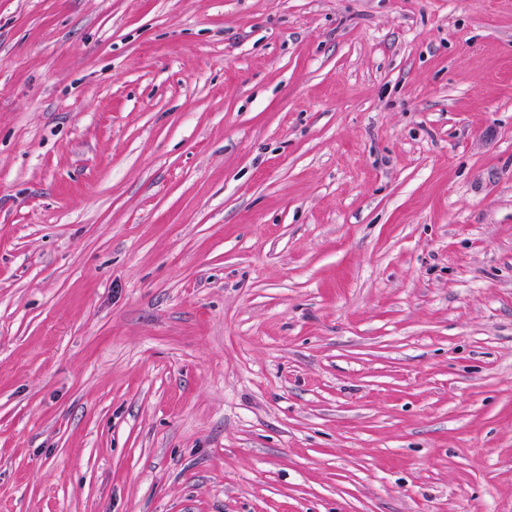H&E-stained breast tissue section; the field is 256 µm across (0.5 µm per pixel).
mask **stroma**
<instances>
[{
	"label": "stroma",
	"instance_id": "stroma-1",
	"mask_svg": "<svg viewBox=\"0 0 512 512\" xmlns=\"http://www.w3.org/2000/svg\"><path fill=\"white\" fill-rule=\"evenodd\" d=\"M0 512H512V0H0Z\"/></svg>",
	"mask_w": 512,
	"mask_h": 512
}]
</instances>
